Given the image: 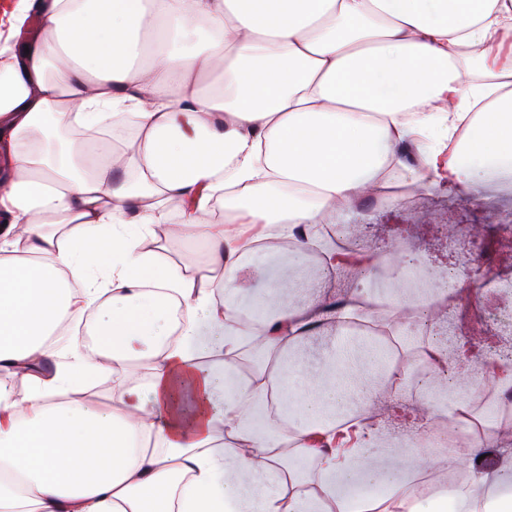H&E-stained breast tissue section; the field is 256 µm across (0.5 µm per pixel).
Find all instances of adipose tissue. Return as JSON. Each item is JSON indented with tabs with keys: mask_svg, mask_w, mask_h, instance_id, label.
<instances>
[{
	"mask_svg": "<svg viewBox=\"0 0 512 512\" xmlns=\"http://www.w3.org/2000/svg\"><path fill=\"white\" fill-rule=\"evenodd\" d=\"M8 41L0 512H512L502 472L472 467L491 439L439 461L356 416L401 377L350 322L450 290L339 302L303 271L315 248L335 269L320 227L416 133L446 137L419 167L442 168L449 195L512 201V0H22ZM108 118L137 130L121 151ZM75 124L77 149L30 142ZM219 191L225 225L206 218ZM176 203L209 247L191 274L145 247ZM103 298L94 343L75 345L60 323ZM243 345L259 383L211 359ZM111 368L143 375L111 406L80 397ZM273 394L288 427L266 414ZM340 419L362 447L342 459ZM438 461L469 484L410 494L405 473Z\"/></svg>",
	"mask_w": 512,
	"mask_h": 512,
	"instance_id": "1",
	"label": "adipose tissue"
}]
</instances>
